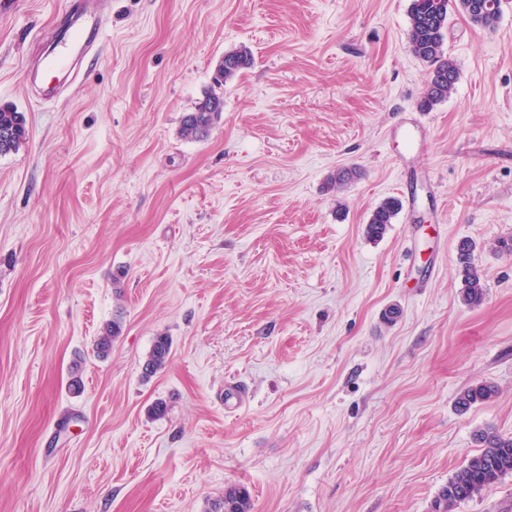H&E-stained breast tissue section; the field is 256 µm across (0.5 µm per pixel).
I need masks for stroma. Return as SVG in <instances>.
Listing matches in <instances>:
<instances>
[{
	"mask_svg": "<svg viewBox=\"0 0 512 512\" xmlns=\"http://www.w3.org/2000/svg\"><path fill=\"white\" fill-rule=\"evenodd\" d=\"M64 5L0 0V106L28 129L0 156V512H204L235 483L252 512H428L479 430L512 435V0L492 29L450 14L459 80L429 110L410 0H112L78 89L40 100L25 67ZM242 46L220 120L183 138ZM410 120L414 178L390 137ZM455 512H512V476ZM252 64L250 51L240 47L224 52L219 62L215 87L204 93L192 112H187L181 120V134L186 139H203L207 137L213 126L220 120L224 110V84L232 80L242 70ZM222 90V91H220ZM401 208L402 203L398 198L389 197L382 201L371 213L367 234L373 238L383 237L389 224H393ZM475 245L461 241L457 247V260L465 282L464 300L470 306H478L484 299V285L474 264ZM122 321L120 318H113L111 322L106 323L101 336L96 341L95 349L98 357H104L108 354L115 341L121 334ZM172 344L168 336H157L147 359L143 364V372L149 376L162 369L170 359ZM493 388L488 383H482L465 389L457 398V409L460 412H467L477 402L490 399L495 392Z\"/></svg>",
	"mask_w": 512,
	"mask_h": 512,
	"instance_id": "35a3bbf8",
	"label": "stroma"
}]
</instances>
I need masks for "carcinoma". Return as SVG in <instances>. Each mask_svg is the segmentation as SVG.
I'll return each instance as SVG.
<instances>
[{
  "label": "carcinoma",
  "mask_w": 512,
  "mask_h": 512,
  "mask_svg": "<svg viewBox=\"0 0 512 512\" xmlns=\"http://www.w3.org/2000/svg\"><path fill=\"white\" fill-rule=\"evenodd\" d=\"M501 0H411L409 8L408 40L413 53L430 67L423 106L430 108L452 94L459 80L455 63L445 51V32L448 29L449 8L464 14L473 24L483 28L497 25ZM252 64L250 51L240 47L224 53L219 62L215 87L204 93L193 111L183 115L181 134L186 139H202L208 136L220 120L224 110L222 87ZM27 138L26 118L23 113L8 106L0 107V156L16 152ZM402 208L395 197L382 201L372 211L367 234L381 238L389 224L393 223ZM475 245L462 241L457 247V260L465 282L464 300L470 306H478L484 299V285L474 264ZM122 321L115 317L107 323L96 341L97 356L108 354L121 334ZM172 344L167 336H158L147 359L143 372L149 376L162 369L170 359ZM493 386L482 383L462 391L456 401L457 409L468 411L474 404L490 399ZM479 453L469 458L457 470L431 501L429 512H453L460 503L480 494L485 488L512 474V436L484 430L478 435ZM249 491L232 484L224 488V496L208 504L205 512H251Z\"/></svg>",
  "instance_id": "carcinoma-1"
}]
</instances>
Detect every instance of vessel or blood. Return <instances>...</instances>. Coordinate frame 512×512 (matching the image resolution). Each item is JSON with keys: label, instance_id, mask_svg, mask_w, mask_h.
<instances>
[{"label": "vessel or blood", "instance_id": "obj_1", "mask_svg": "<svg viewBox=\"0 0 512 512\" xmlns=\"http://www.w3.org/2000/svg\"><path fill=\"white\" fill-rule=\"evenodd\" d=\"M110 0H70L63 13L64 22L57 31V45L54 56L42 57L35 68L29 69L30 78H37L39 72H50L65 61H73L74 77L84 76L85 64L95 59L97 47L109 17ZM392 133L400 137L406 151L400 155V165H408L415 153L423 146L421 129L413 122L397 124Z\"/></svg>", "mask_w": 512, "mask_h": 512}]
</instances>
